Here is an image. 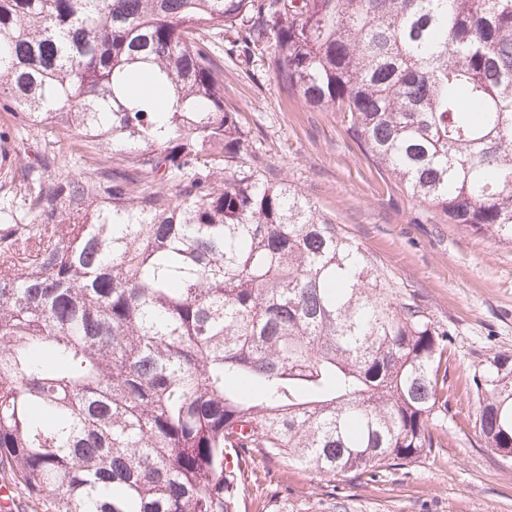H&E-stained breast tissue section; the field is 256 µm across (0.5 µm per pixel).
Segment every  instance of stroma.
Returning <instances> with one entry per match:
<instances>
[{
  "label": "stroma",
  "instance_id": "1",
  "mask_svg": "<svg viewBox=\"0 0 512 512\" xmlns=\"http://www.w3.org/2000/svg\"><path fill=\"white\" fill-rule=\"evenodd\" d=\"M211 42L224 65V98L250 130L264 177L300 189L453 336L456 416L431 455L378 482L337 481L332 491L315 473L274 465L251 486L246 512H512V459L479 437L469 386L486 357L512 355V244L422 215L350 139L339 114L282 95L263 61L233 50L231 38Z\"/></svg>",
  "mask_w": 512,
  "mask_h": 512
}]
</instances>
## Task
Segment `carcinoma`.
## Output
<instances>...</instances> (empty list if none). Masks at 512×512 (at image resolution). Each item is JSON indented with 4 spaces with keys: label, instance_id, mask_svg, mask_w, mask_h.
Returning <instances> with one entry per match:
<instances>
[{
    "label": "carcinoma",
    "instance_id": "1",
    "mask_svg": "<svg viewBox=\"0 0 512 512\" xmlns=\"http://www.w3.org/2000/svg\"><path fill=\"white\" fill-rule=\"evenodd\" d=\"M203 32L450 224L512 243V0H0V472L44 512H242L276 463L374 481L440 447L448 329L261 177ZM83 151L89 176L14 131ZM512 444V356L475 371ZM14 142V149L11 151L12 157L15 158V163L24 165L27 162L33 161L37 152H42L45 145L48 146V139L46 132H29L16 137Z\"/></svg>",
    "mask_w": 512,
    "mask_h": 512
}]
</instances>
